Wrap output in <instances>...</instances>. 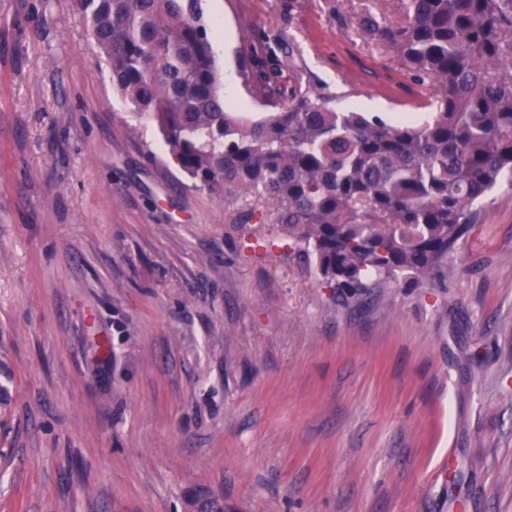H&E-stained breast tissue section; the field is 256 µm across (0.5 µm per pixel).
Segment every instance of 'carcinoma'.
<instances>
[{"mask_svg":"<svg viewBox=\"0 0 512 512\" xmlns=\"http://www.w3.org/2000/svg\"><path fill=\"white\" fill-rule=\"evenodd\" d=\"M113 88L159 128L193 184L273 205L244 223L278 224L344 302L381 282L442 284L478 205L512 186V0H408L406 24L370 23L433 88L428 119L387 122L301 78L286 86L252 47L244 83L260 119L224 97L199 0H74Z\"/></svg>","mask_w":512,"mask_h":512,"instance_id":"cac0c4a2","label":"carcinoma"}]
</instances>
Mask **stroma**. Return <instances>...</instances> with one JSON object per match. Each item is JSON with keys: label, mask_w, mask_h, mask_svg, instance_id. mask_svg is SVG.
<instances>
[{"label": "stroma", "mask_w": 512, "mask_h": 512, "mask_svg": "<svg viewBox=\"0 0 512 512\" xmlns=\"http://www.w3.org/2000/svg\"><path fill=\"white\" fill-rule=\"evenodd\" d=\"M407 0H201L224 94L249 34L337 107L424 116L366 20ZM253 196L194 188L72 0H0V512H512V190L441 288L344 304Z\"/></svg>", "instance_id": "obj_1"}]
</instances>
